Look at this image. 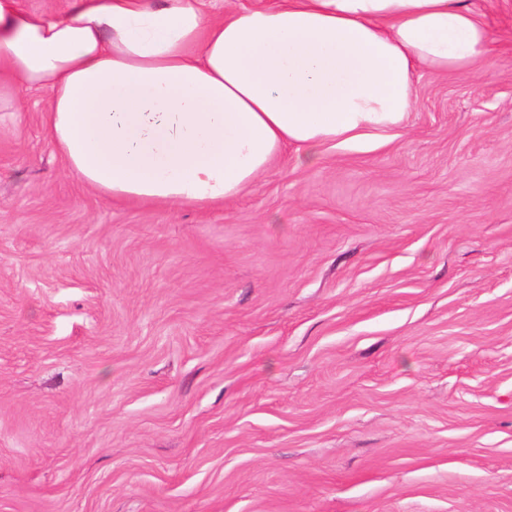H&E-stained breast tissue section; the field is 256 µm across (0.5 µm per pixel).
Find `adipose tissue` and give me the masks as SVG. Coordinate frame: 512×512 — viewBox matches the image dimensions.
<instances>
[{"mask_svg":"<svg viewBox=\"0 0 512 512\" xmlns=\"http://www.w3.org/2000/svg\"><path fill=\"white\" fill-rule=\"evenodd\" d=\"M495 35L470 0H69L50 17L0 0V112L47 94L50 142L115 202L215 206L295 148L403 124L415 78L489 76Z\"/></svg>","mask_w":512,"mask_h":512,"instance_id":"1","label":"adipose tissue"}]
</instances>
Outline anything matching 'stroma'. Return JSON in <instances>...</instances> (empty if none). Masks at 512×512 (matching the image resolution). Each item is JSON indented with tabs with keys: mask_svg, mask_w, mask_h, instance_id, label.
I'll return each mask as SVG.
<instances>
[{
	"mask_svg": "<svg viewBox=\"0 0 512 512\" xmlns=\"http://www.w3.org/2000/svg\"><path fill=\"white\" fill-rule=\"evenodd\" d=\"M385 140L113 203L0 112V512H512V47Z\"/></svg>",
	"mask_w": 512,
	"mask_h": 512,
	"instance_id": "obj_1",
	"label": "stroma"
}]
</instances>
